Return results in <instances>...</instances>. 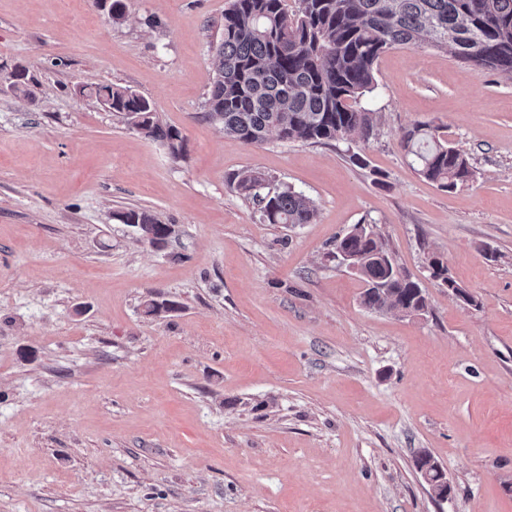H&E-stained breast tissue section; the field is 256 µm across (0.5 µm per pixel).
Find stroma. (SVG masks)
I'll return each instance as SVG.
<instances>
[{"mask_svg":"<svg viewBox=\"0 0 512 512\" xmlns=\"http://www.w3.org/2000/svg\"><path fill=\"white\" fill-rule=\"evenodd\" d=\"M0 0V512H512V80L447 49L377 61L364 146H252L205 116L230 0ZM151 101L173 160L79 85ZM417 123L469 158L445 191L400 148ZM317 207L265 224L230 178ZM177 234L139 242L115 214ZM375 225L429 301L362 305L327 257ZM475 299L432 277L429 257ZM174 302L154 316L146 301ZM451 485L434 499L414 460ZM122 218V224H141L139 235L146 236V238H139L143 243L152 244L156 238L166 243L175 234V232L171 234L172 230H170V224L163 223L158 216L150 210L127 209L124 211Z\"/></svg>","mask_w":512,"mask_h":512,"instance_id":"35a3bbf8","label":"stroma"}]
</instances>
